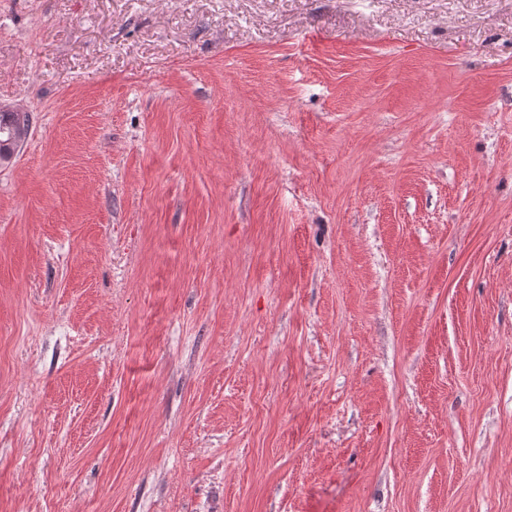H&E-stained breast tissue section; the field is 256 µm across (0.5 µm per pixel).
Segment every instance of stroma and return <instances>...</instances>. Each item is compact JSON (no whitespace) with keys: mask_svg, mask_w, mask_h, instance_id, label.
I'll list each match as a JSON object with an SVG mask.
<instances>
[{"mask_svg":"<svg viewBox=\"0 0 512 512\" xmlns=\"http://www.w3.org/2000/svg\"><path fill=\"white\" fill-rule=\"evenodd\" d=\"M0 512H512V0H0ZM28 120L23 113L0 110V164L8 163L11 158V145H5L10 136L22 138L28 133Z\"/></svg>","mask_w":512,"mask_h":512,"instance_id":"35a3bbf8","label":"stroma"}]
</instances>
